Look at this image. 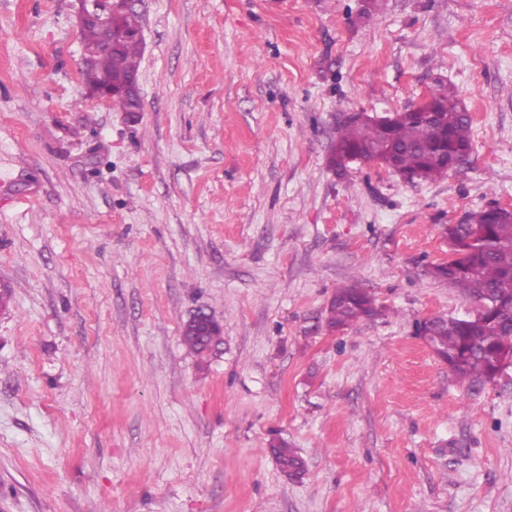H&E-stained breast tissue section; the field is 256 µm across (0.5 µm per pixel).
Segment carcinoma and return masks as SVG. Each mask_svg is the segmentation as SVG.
Segmentation results:
<instances>
[{"instance_id": "1", "label": "carcinoma", "mask_w": 512, "mask_h": 512, "mask_svg": "<svg viewBox=\"0 0 512 512\" xmlns=\"http://www.w3.org/2000/svg\"><path fill=\"white\" fill-rule=\"evenodd\" d=\"M142 16L122 4L114 5L112 26L96 23L80 29L86 58L82 75L88 89L104 79L120 89L138 72L143 44L134 38ZM439 105L434 115L407 112L384 130L375 122L344 120L331 144V160L343 172L354 162L418 173L425 181L448 175L449 163L471 151V116L451 87L433 92ZM452 258L434 265L427 274L457 288L481 305L470 318L436 316L417 324L432 337L436 348L448 353V368L473 391L493 381L492 371L512 359V218L492 209L471 213L461 224L445 229ZM377 313L374 298L364 289L344 286L336 290L328 310L327 326L342 330ZM223 344V336L183 337L188 352L204 356ZM271 452L281 472L291 479L305 471L297 449L280 440Z\"/></svg>"}]
</instances>
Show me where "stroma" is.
<instances>
[{"label":"stroma","mask_w":512,"mask_h":512,"mask_svg":"<svg viewBox=\"0 0 512 512\" xmlns=\"http://www.w3.org/2000/svg\"><path fill=\"white\" fill-rule=\"evenodd\" d=\"M74 2L0 0V507L512 512V363L472 392L416 331L476 309L426 273L443 225L512 209V0H143L134 118L90 95ZM441 84L461 168L331 167L343 115ZM351 284L381 313L328 331ZM223 344L222 329L219 336L212 335H196V336H183V345L188 352L195 356L203 357L212 349L218 348ZM271 452L281 472L288 478H300L305 471V461L297 448L284 440H280L270 446Z\"/></svg>","instance_id":"1"}]
</instances>
